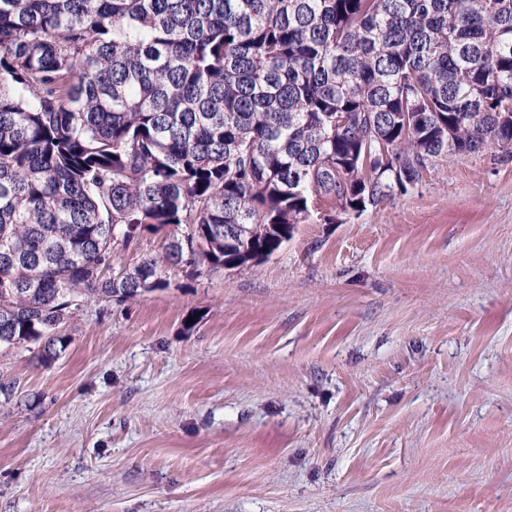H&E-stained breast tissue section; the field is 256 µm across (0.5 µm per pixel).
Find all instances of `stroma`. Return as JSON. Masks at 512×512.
<instances>
[{
    "instance_id": "obj_1",
    "label": "stroma",
    "mask_w": 512,
    "mask_h": 512,
    "mask_svg": "<svg viewBox=\"0 0 512 512\" xmlns=\"http://www.w3.org/2000/svg\"><path fill=\"white\" fill-rule=\"evenodd\" d=\"M0 350V512H512V152Z\"/></svg>"
}]
</instances>
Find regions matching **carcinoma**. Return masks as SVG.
<instances>
[{
	"instance_id": "1",
	"label": "carcinoma",
	"mask_w": 512,
	"mask_h": 512,
	"mask_svg": "<svg viewBox=\"0 0 512 512\" xmlns=\"http://www.w3.org/2000/svg\"><path fill=\"white\" fill-rule=\"evenodd\" d=\"M495 145L512 0H0V349L54 357L167 266L267 259ZM164 236L162 234L144 238L136 247L124 248L115 244V254L118 260L128 266L134 267L149 257H159L164 252Z\"/></svg>"
}]
</instances>
